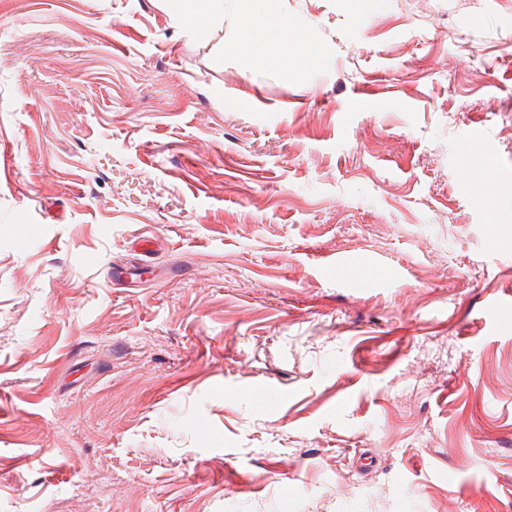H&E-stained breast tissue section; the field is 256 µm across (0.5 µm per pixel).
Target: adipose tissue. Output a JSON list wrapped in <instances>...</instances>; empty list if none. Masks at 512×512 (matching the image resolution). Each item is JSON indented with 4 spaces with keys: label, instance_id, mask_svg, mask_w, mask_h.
I'll list each match as a JSON object with an SVG mask.
<instances>
[{
    "label": "adipose tissue",
    "instance_id": "obj_1",
    "mask_svg": "<svg viewBox=\"0 0 512 512\" xmlns=\"http://www.w3.org/2000/svg\"><path fill=\"white\" fill-rule=\"evenodd\" d=\"M172 3L180 21L200 33L224 19V0ZM236 10L243 32L238 48L254 62L313 64L323 57V47L311 40L300 24L288 20L281 0H237Z\"/></svg>",
    "mask_w": 512,
    "mask_h": 512
}]
</instances>
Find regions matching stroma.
<instances>
[{
    "label": "stroma",
    "instance_id": "stroma-1",
    "mask_svg": "<svg viewBox=\"0 0 512 512\" xmlns=\"http://www.w3.org/2000/svg\"><path fill=\"white\" fill-rule=\"evenodd\" d=\"M234 7L0 0V512H512V0ZM180 21L205 32L216 22H224V0H170ZM236 2L243 32L238 49L254 62L265 64L276 60L286 66L299 62L315 64L324 56L323 47L311 40L300 24L288 20L281 9V0ZM491 164L490 155L479 145L473 144L465 157V165L479 177V193L484 198H495L508 192L509 187L503 182L486 179L483 174Z\"/></svg>",
    "mask_w": 512,
    "mask_h": 512
}]
</instances>
